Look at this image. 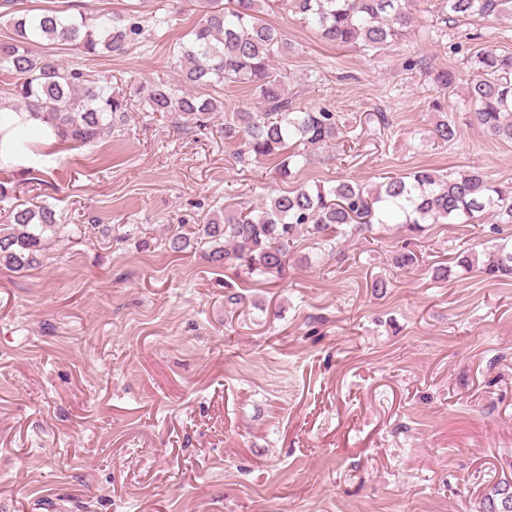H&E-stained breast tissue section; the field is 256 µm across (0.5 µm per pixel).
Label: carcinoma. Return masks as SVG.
I'll use <instances>...</instances> for the list:
<instances>
[{
  "label": "carcinoma",
  "mask_w": 512,
  "mask_h": 512,
  "mask_svg": "<svg viewBox=\"0 0 512 512\" xmlns=\"http://www.w3.org/2000/svg\"><path fill=\"white\" fill-rule=\"evenodd\" d=\"M338 46L359 44L377 50L404 37L415 26L416 0H281ZM201 0V19L193 38L176 47L182 86L159 79L145 87L146 112L171 116L177 126H206L211 115L224 111L217 88L239 84L260 100L257 110H237L224 119V139L239 143V158L252 155L279 160L286 178L306 161L300 147L330 146L338 135L336 113L324 107L301 108L284 93L283 76L275 59L288 52L283 35L263 19L261 0ZM19 0H0V20L12 35L0 40V88L15 104L22 122L42 127L47 139L69 146H85L112 135L124 118L128 99L82 67H68L52 55L35 50L49 44L71 45L85 57L104 52L122 54L142 34L140 16L101 14L88 22L85 5L78 14L58 11L29 13ZM488 22L512 19V0H442L436 23L454 26L469 18ZM476 78L468 87L476 123L491 137L512 141V54L486 45L469 57ZM435 138L455 140V125L445 119L434 126ZM31 142L25 128L11 122L0 104V152L22 154ZM492 215L512 223V187L491 183L477 168L443 175L423 168L395 176L368 189L348 180L314 190L299 187L275 194L259 211L224 209L202 225L198 237L207 241V258L215 264H234L247 273L268 276L286 265L288 244L304 231L320 236L346 233L359 220L367 224H402L412 232L424 224L448 219L469 221ZM52 208L14 207L0 225V265L28 269L39 262L45 233L55 231ZM485 273L493 278L512 275V251L501 247L488 255ZM485 512H512V486L496 487Z\"/></svg>",
  "instance_id": "cac0c4a2"
}]
</instances>
